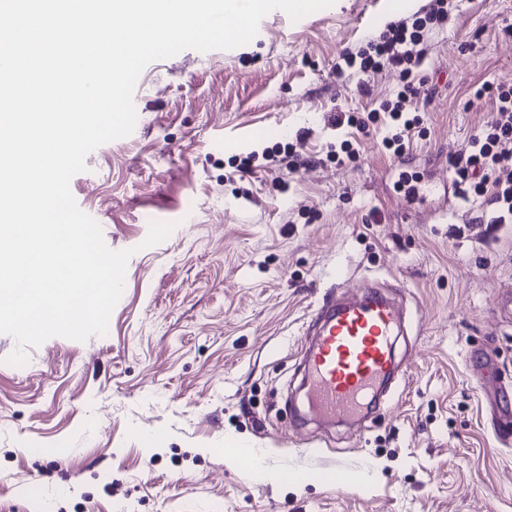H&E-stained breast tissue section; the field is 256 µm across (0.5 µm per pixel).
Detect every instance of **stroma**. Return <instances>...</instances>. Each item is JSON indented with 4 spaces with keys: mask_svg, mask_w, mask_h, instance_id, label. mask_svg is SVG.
<instances>
[{
    "mask_svg": "<svg viewBox=\"0 0 512 512\" xmlns=\"http://www.w3.org/2000/svg\"><path fill=\"white\" fill-rule=\"evenodd\" d=\"M433 4L341 0L143 69L133 132L70 184L106 245L133 251L107 334L50 338L22 367L0 334V512H512L489 399L512 391V223L456 198L450 164L491 117L476 90L512 86V0H462L427 34L402 157L387 120L346 122L399 85L348 59ZM344 142L356 156L339 162ZM401 167L414 197L394 189ZM155 220L177 227L143 247ZM340 271L346 296L367 281L402 309L401 379L361 424L298 421L311 320ZM337 468L356 483L327 481Z\"/></svg>",
    "mask_w": 512,
    "mask_h": 512,
    "instance_id": "35a3bbf8",
    "label": "stroma"
}]
</instances>
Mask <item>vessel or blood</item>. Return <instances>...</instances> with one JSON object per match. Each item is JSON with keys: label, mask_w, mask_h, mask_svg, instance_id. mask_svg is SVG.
<instances>
[{"label": "vessel or blood", "mask_w": 512, "mask_h": 512, "mask_svg": "<svg viewBox=\"0 0 512 512\" xmlns=\"http://www.w3.org/2000/svg\"><path fill=\"white\" fill-rule=\"evenodd\" d=\"M313 323L303 408L324 421L357 420L395 373L394 338L403 312L371 287L358 297L324 301Z\"/></svg>", "instance_id": "b4317fda"}]
</instances>
